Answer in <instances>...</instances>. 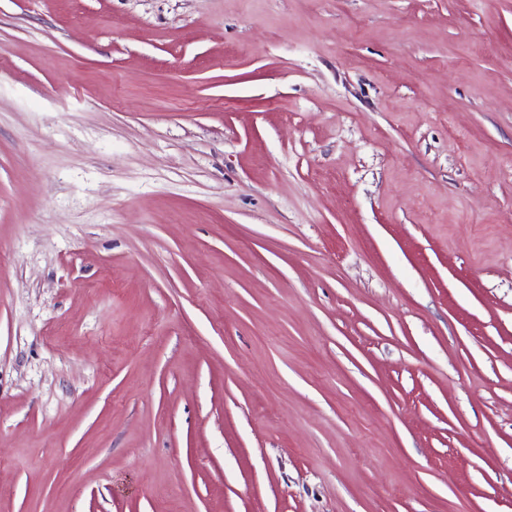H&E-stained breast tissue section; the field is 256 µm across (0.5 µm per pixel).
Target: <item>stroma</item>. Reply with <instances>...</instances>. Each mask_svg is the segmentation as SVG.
Here are the masks:
<instances>
[{"label":"stroma","mask_w":512,"mask_h":512,"mask_svg":"<svg viewBox=\"0 0 512 512\" xmlns=\"http://www.w3.org/2000/svg\"><path fill=\"white\" fill-rule=\"evenodd\" d=\"M0 512H512V0H0Z\"/></svg>","instance_id":"1"}]
</instances>
